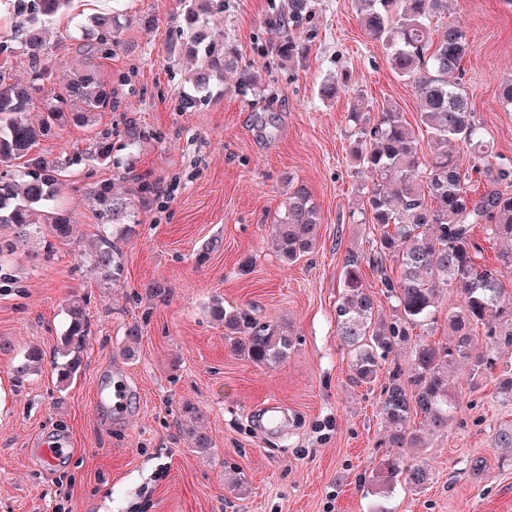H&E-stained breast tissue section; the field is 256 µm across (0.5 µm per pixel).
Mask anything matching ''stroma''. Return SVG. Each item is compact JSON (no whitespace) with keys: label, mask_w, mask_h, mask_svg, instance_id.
I'll use <instances>...</instances> for the list:
<instances>
[{"label":"stroma","mask_w":512,"mask_h":512,"mask_svg":"<svg viewBox=\"0 0 512 512\" xmlns=\"http://www.w3.org/2000/svg\"><path fill=\"white\" fill-rule=\"evenodd\" d=\"M284 2L224 0L223 11L205 15L259 88L240 92L228 73L222 90L188 111L178 103L194 62L167 51L180 39L179 0H72L41 23L34 53L0 5V74L23 81L37 62L57 93L83 61L80 23L116 3L124 16L117 44L96 60L119 108L91 127L67 124L35 148L84 161L56 201L70 236L19 244L8 257L14 281L0 288V512H512V448L493 445L512 424L498 374L475 391L459 365L455 421L424 446L397 450L379 410L384 378L351 380L336 301L346 251L370 252L374 229L361 215L367 183L352 157L349 103L355 94L374 112L393 103L414 124L420 101L365 34L354 0H313L309 23L286 30L311 41L310 53L280 60L264 21ZM448 12L470 43L459 73L468 104L498 162L512 165V105L499 96L512 77V0H448ZM341 70L352 76L350 93L322 101L319 83ZM104 129L111 164L87 158ZM292 181L309 188L321 223L313 251L288 264L269 233ZM101 183L119 195L143 183L163 190L119 239L116 284L91 261L112 233L91 199ZM72 294L86 303L91 337L63 383L56 364ZM216 297L285 325L297 339L287 359L267 368L233 352L209 313ZM133 324L135 342L125 335ZM34 346L42 368L14 386L10 361ZM117 378L127 383L120 414L98 402ZM187 403L202 412L208 450L181 433ZM55 441L65 452L46 462L40 450ZM391 454L426 461V489L374 494L371 477Z\"/></svg>","instance_id":"stroma-1"}]
</instances>
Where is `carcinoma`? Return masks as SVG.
<instances>
[{
    "label": "carcinoma",
    "mask_w": 512,
    "mask_h": 512,
    "mask_svg": "<svg viewBox=\"0 0 512 512\" xmlns=\"http://www.w3.org/2000/svg\"><path fill=\"white\" fill-rule=\"evenodd\" d=\"M10 15L29 24L48 21L60 15L70 0H4ZM367 33L386 46L391 69L410 81L421 102L418 128L426 132L429 155H424L419 137L404 113L388 103L371 116L362 98L351 102L350 121L357 126V159L360 173L370 183L367 221L377 227L371 252L349 251L343 259V292L336 305V331L351 355L353 380L374 381L382 361L395 346L408 340L413 330L436 320L440 287L460 294V304L448 308V328L452 339L446 343L419 341L412 350L411 366L387 368V381L381 391L380 414L392 428L388 444L408 448L421 440L412 416H421L431 430L445 431L454 421L456 406L448 385V370L460 362L469 365L472 388L477 389L486 374L496 368L495 349L512 346V302L501 301L503 277L512 271V246L499 252L497 262H478L483 248L474 230L483 225L499 239L512 243V167L489 161L492 150L473 112L463 87L448 81L460 69L469 52L465 30L448 15V0H355ZM183 21L179 50L196 59L189 87L180 99V108L193 109L211 98L224 82V71L236 66L232 48L211 39L202 28L203 12L224 8V0H180ZM311 0H286L275 17L266 21L271 34L286 24L309 17ZM441 34L433 37L436 27ZM121 24L114 12L91 16L83 27L82 49L95 55L117 38ZM275 54L286 60L309 53L306 43L273 40ZM50 79L46 69L33 65L24 82L0 78V225L12 227L14 243L26 241L40 228L41 212H52L45 225L49 234L63 240L69 236L67 217L54 211L63 186L66 168L60 158L29 157L40 138L52 128L69 121L88 124L99 112L119 107L118 94L99 82L94 68L75 74L62 93L43 99L44 114L37 125L24 115L34 108L36 94ZM350 78L340 72L319 88L323 100H332L348 91ZM84 111L72 109L74 102ZM462 145L472 154L476 171L486 182L484 192L473 194L468 186L469 172L448 152L450 144ZM94 159L112 161V133L96 136ZM25 159L18 182L9 173L14 161ZM160 197L159 187L143 184L125 197L102 185L94 197L112 235L122 234L135 223L145 196ZM320 215L311 192L304 185L288 190V203L272 224L271 240L276 251L293 263L314 247ZM379 275L382 292L390 300L393 319L375 323L374 303L361 285L362 265ZM395 264L397 273L387 265ZM94 264L112 281L120 280L123 252L104 237L94 255ZM213 317L230 331L231 349L242 352L256 365L278 364L288 356L292 340L278 324L262 321L245 308H224L214 299ZM68 326L63 345L68 352H79L89 342V319L85 302L77 295L66 303ZM492 340L481 347L477 328ZM43 354L31 349L10 364L14 380L21 382L41 368ZM184 436L199 450L211 448L203 431L188 426ZM429 479L428 463L405 462L388 457L376 473V493L384 495L397 482L413 491L424 488Z\"/></svg>",
    "instance_id": "cac0c4a2"
}]
</instances>
